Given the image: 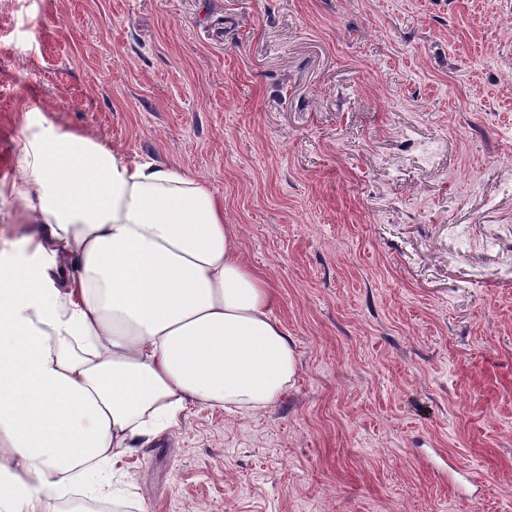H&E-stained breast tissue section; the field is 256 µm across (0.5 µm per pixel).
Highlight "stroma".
I'll return each mask as SVG.
<instances>
[{
    "label": "stroma",
    "mask_w": 512,
    "mask_h": 512,
    "mask_svg": "<svg viewBox=\"0 0 512 512\" xmlns=\"http://www.w3.org/2000/svg\"><path fill=\"white\" fill-rule=\"evenodd\" d=\"M27 104L223 196L297 353L127 512H512V0H0V180Z\"/></svg>",
    "instance_id": "35a3bbf8"
}]
</instances>
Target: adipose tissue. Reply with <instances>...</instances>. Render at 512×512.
Here are the masks:
<instances>
[{
    "mask_svg": "<svg viewBox=\"0 0 512 512\" xmlns=\"http://www.w3.org/2000/svg\"><path fill=\"white\" fill-rule=\"evenodd\" d=\"M0 202V512H88L192 403L259 411L297 356L224 199L41 118Z\"/></svg>",
    "mask_w": 512,
    "mask_h": 512,
    "instance_id": "obj_1",
    "label": "adipose tissue"
}]
</instances>
